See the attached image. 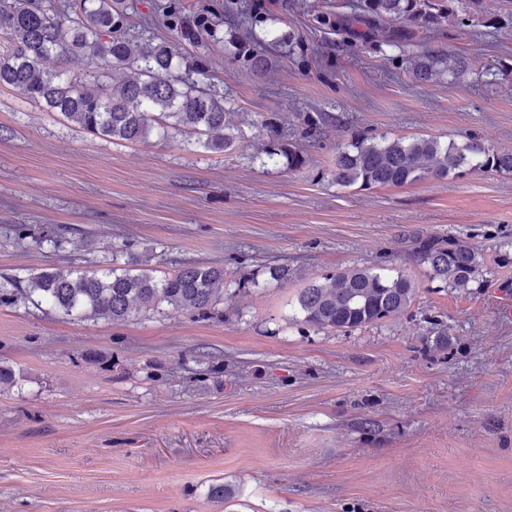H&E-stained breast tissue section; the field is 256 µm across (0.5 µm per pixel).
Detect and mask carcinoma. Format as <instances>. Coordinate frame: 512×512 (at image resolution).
I'll use <instances>...</instances> for the list:
<instances>
[{"label": "carcinoma", "instance_id": "obj_1", "mask_svg": "<svg viewBox=\"0 0 512 512\" xmlns=\"http://www.w3.org/2000/svg\"><path fill=\"white\" fill-rule=\"evenodd\" d=\"M491 2L448 0V7L436 9L432 0H359L352 18L369 24L362 37L398 48L401 38L379 37L380 22L406 18L430 27L474 7L487 10ZM128 10L119 0H0V88L17 90L29 102L115 143L181 134L209 151L233 147L241 134L226 122L224 90L201 80L197 61L173 42L149 35V26L131 34ZM162 12L178 42L195 44L214 31L205 17L186 20L173 0ZM74 57L85 58V68L69 69ZM445 68L459 74L468 62L455 57L448 66L443 58L428 56L418 61L415 77L428 82ZM280 155L290 168L306 163L291 149L266 152L273 165ZM464 168L512 173V153H498L476 136L459 144L429 135H355L338 148L333 176L339 186L369 190L443 179ZM417 254L430 279L452 291L468 288L481 267L478 254L461 240L427 237L418 242ZM116 260L114 255L98 269L49 267L23 281H0V304L28 302L66 316L103 315L114 322L137 308L160 313L163 304L204 319L219 315L224 266L187 265L156 277L117 266ZM415 292V283L395 270L354 267L300 289L296 312L319 329L347 332L403 312Z\"/></svg>", "mask_w": 512, "mask_h": 512}]
</instances>
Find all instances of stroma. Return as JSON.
I'll list each match as a JSON object with an SVG mask.
<instances>
[{
	"label": "stroma",
	"mask_w": 512,
	"mask_h": 512,
	"mask_svg": "<svg viewBox=\"0 0 512 512\" xmlns=\"http://www.w3.org/2000/svg\"><path fill=\"white\" fill-rule=\"evenodd\" d=\"M353 2L179 0L221 20L192 50L242 133L220 153L180 136L115 144L0 90V279L114 256L159 277L226 272L220 319L0 305V364L18 381L0 385V512H512V173L332 178L358 133L512 152V0L462 24L383 23L403 51L353 39ZM242 6L271 45L260 70ZM427 54L470 68L420 84ZM308 115L324 118L311 140ZM288 145L304 166L264 164ZM426 236L477 251L466 291L429 280ZM274 260L294 277L268 283ZM383 265L417 285L404 312L350 332L297 321L310 281ZM218 483L230 500L211 498Z\"/></svg>",
	"instance_id": "35a3bbf8"
}]
</instances>
